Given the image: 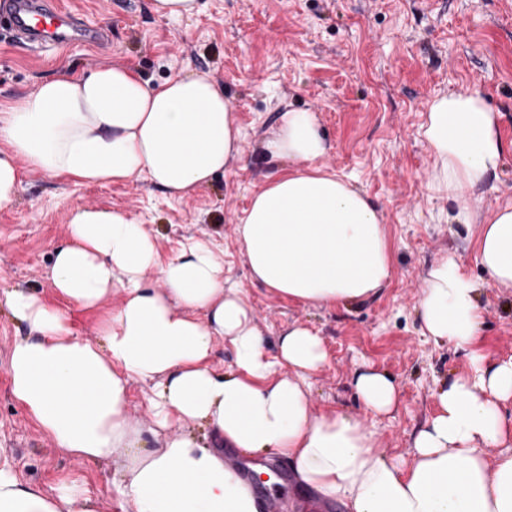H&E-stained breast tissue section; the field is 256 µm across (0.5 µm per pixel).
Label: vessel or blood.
I'll list each match as a JSON object with an SVG mask.
<instances>
[{
	"label": "vessel or blood",
	"instance_id": "vessel-or-blood-1",
	"mask_svg": "<svg viewBox=\"0 0 512 512\" xmlns=\"http://www.w3.org/2000/svg\"><path fill=\"white\" fill-rule=\"evenodd\" d=\"M3 26L32 44L101 45L108 39L105 27L75 25L59 10L55 0H0V27Z\"/></svg>",
	"mask_w": 512,
	"mask_h": 512
}]
</instances>
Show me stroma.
<instances>
[{"instance_id":"obj_1","label":"stroma","mask_w":512,"mask_h":512,"mask_svg":"<svg viewBox=\"0 0 512 512\" xmlns=\"http://www.w3.org/2000/svg\"><path fill=\"white\" fill-rule=\"evenodd\" d=\"M61 2L77 22L107 27L108 43L33 50L0 36V103L22 104L44 80L106 63H123L153 84L189 66L223 86L245 133L248 164L228 167L182 199L142 180L74 185L25 170L16 200L0 208V291L24 288L54 301L47 279L53 250L67 240L71 212L83 204L127 212L163 258L189 238L213 242L224 252V279L244 290L269 355L294 323L321 338L327 361L311 379L313 414L344 411L391 454L408 455L435 411V389L468 369L462 350L421 326L416 308L425 270L448 253L473 279L487 278L472 229L449 223L452 201L428 188L434 159L420 128L435 94L476 89L512 141V0H199L189 20L154 14L151 0ZM288 107L315 112L330 146L322 167L349 177L382 216L394 258L376 296L319 307L250 282L236 224L267 178L289 166L262 148ZM480 304V353L490 362L512 358V292L485 288ZM23 333L1 308L0 448L19 478L49 489L78 477L98 512H122L117 468L64 455L12 397L6 357ZM365 364L395 382L392 413L364 410L353 378Z\"/></svg>"}]
</instances>
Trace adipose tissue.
<instances>
[{"mask_svg": "<svg viewBox=\"0 0 512 512\" xmlns=\"http://www.w3.org/2000/svg\"><path fill=\"white\" fill-rule=\"evenodd\" d=\"M480 92L436 94L420 134L433 158L430 191L451 198L452 224L476 227L479 283L454 256L432 263L417 315L426 333L469 358L466 373L435 394V413L413 438L410 459L393 457L345 413L310 409L309 380L327 354L318 334L295 324L278 360L254 325L239 288L224 285V261L210 242L190 239L166 262L142 224L119 210L82 206L70 239L47 272L60 305L22 288L0 298L26 333L7 356L13 398L64 454L116 463L124 512H259L257 497L225 464V448L273 454L316 492L315 508L343 512H512V359L490 363L476 348L483 286L512 290V204L484 217L479 192L496 177L512 141ZM241 127L223 87L185 72L153 85L128 67L61 73L23 106L0 103V207L11 205L20 167L77 184L145 180L173 198L210 184L243 162ZM293 161L268 177L239 219L238 238L253 282L307 305L357 302L380 292L392 252L379 212L350 181L323 170L328 145L316 116L289 109L263 143ZM157 268L161 287L143 273ZM114 292L124 300L105 307ZM96 313L98 343L76 335L67 305ZM229 339L235 366L211 364L216 340ZM292 368L278 375V365ZM149 383V432L127 413L130 381ZM355 389L372 414L389 413L398 389L365 365ZM210 428L167 435L171 423ZM498 454L488 458L487 447ZM0 512H97L81 480L54 488L20 479L0 457Z\"/></svg>", "mask_w": 512, "mask_h": 512, "instance_id": "1", "label": "adipose tissue"}]
</instances>
